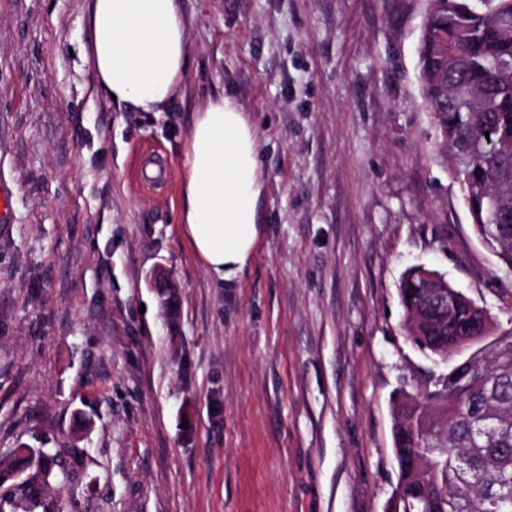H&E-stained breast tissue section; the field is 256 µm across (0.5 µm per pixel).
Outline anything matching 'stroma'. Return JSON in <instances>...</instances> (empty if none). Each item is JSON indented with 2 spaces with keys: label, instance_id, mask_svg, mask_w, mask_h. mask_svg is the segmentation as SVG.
Masks as SVG:
<instances>
[{
  "label": "stroma",
  "instance_id": "1",
  "mask_svg": "<svg viewBox=\"0 0 512 512\" xmlns=\"http://www.w3.org/2000/svg\"><path fill=\"white\" fill-rule=\"evenodd\" d=\"M87 0H0V462L63 450L67 512H388L395 407L437 362L402 325L424 266L512 330L417 80L425 0H184L182 100L105 99ZM234 95L267 182L226 285L177 224L192 112ZM166 176L144 186L147 165ZM168 271L175 298L150 283Z\"/></svg>",
  "mask_w": 512,
  "mask_h": 512
}]
</instances>
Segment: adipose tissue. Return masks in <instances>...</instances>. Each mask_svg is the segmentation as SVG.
I'll list each match as a JSON object with an SVG mask.
<instances>
[{
  "label": "adipose tissue",
  "instance_id": "1",
  "mask_svg": "<svg viewBox=\"0 0 512 512\" xmlns=\"http://www.w3.org/2000/svg\"><path fill=\"white\" fill-rule=\"evenodd\" d=\"M98 89L131 112H164L183 94L190 64L182 0H89ZM255 126L217 91L193 113L182 147L177 222L204 267L230 283L251 265L266 202Z\"/></svg>",
  "mask_w": 512,
  "mask_h": 512
}]
</instances>
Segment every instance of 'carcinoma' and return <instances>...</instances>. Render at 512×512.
I'll return each mask as SVG.
<instances>
[{
	"mask_svg": "<svg viewBox=\"0 0 512 512\" xmlns=\"http://www.w3.org/2000/svg\"><path fill=\"white\" fill-rule=\"evenodd\" d=\"M418 81L432 95L435 148L462 183L478 235L512 272V0H431L418 44ZM491 139H486V135ZM405 271L399 299L409 338L422 351L449 350L470 309L423 301ZM487 381L437 383L433 420L414 408L394 434L399 512H512V350L495 353ZM62 468L60 454L20 446L0 465L26 512Z\"/></svg>",
	"mask_w": 512,
	"mask_h": 512,
	"instance_id": "obj_1",
	"label": "carcinoma"
}]
</instances>
